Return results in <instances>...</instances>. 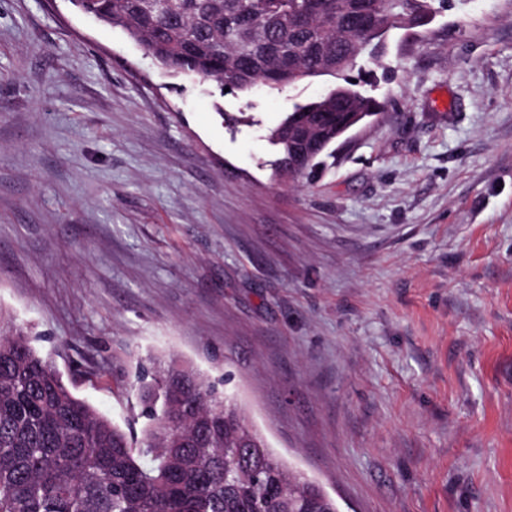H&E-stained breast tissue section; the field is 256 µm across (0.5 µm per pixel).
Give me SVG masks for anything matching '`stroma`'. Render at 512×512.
<instances>
[{
  "mask_svg": "<svg viewBox=\"0 0 512 512\" xmlns=\"http://www.w3.org/2000/svg\"><path fill=\"white\" fill-rule=\"evenodd\" d=\"M382 41V112L294 181L270 133L334 78L224 94L0 0V311L120 427L175 355L340 512H512V0Z\"/></svg>",
  "mask_w": 512,
  "mask_h": 512,
  "instance_id": "1",
  "label": "stroma"
}]
</instances>
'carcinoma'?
Instances as JSON below:
<instances>
[{
  "instance_id": "cac0c4a2",
  "label": "carcinoma",
  "mask_w": 512,
  "mask_h": 512,
  "mask_svg": "<svg viewBox=\"0 0 512 512\" xmlns=\"http://www.w3.org/2000/svg\"><path fill=\"white\" fill-rule=\"evenodd\" d=\"M122 29L176 76L247 92L281 61L275 87L344 75L373 41L433 0H70ZM370 24L355 43L342 28ZM381 105L350 79L295 103L272 132L278 168L298 179L355 112ZM0 310V512H339L316 482L289 471L245 411L190 362L153 359L137 377L141 438L76 396L51 359Z\"/></svg>"
}]
</instances>
